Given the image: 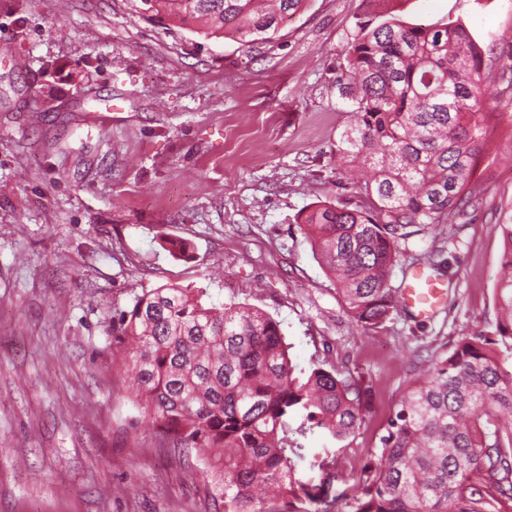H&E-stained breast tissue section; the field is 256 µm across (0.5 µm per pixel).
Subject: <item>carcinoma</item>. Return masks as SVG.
<instances>
[{"label":"carcinoma","instance_id":"1","mask_svg":"<svg viewBox=\"0 0 512 512\" xmlns=\"http://www.w3.org/2000/svg\"><path fill=\"white\" fill-rule=\"evenodd\" d=\"M144 16L194 24L206 37L273 41L306 0H140ZM485 49L459 21L439 27L363 22L336 68L350 121L339 160L370 172L364 201L312 204L300 218L345 309L374 331L397 311L389 285L398 243L448 222L470 199L489 114ZM503 275L493 336L460 339L416 379L387 420L357 495L295 477L309 440L345 442L368 389L320 365L293 363L280 322L242 303L163 285L112 320L113 356L136 380L144 413L202 457L224 512H501L512 502V211L499 224Z\"/></svg>","mask_w":512,"mask_h":512}]
</instances>
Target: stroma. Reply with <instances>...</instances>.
<instances>
[{
  "label": "stroma",
  "mask_w": 512,
  "mask_h": 512,
  "mask_svg": "<svg viewBox=\"0 0 512 512\" xmlns=\"http://www.w3.org/2000/svg\"><path fill=\"white\" fill-rule=\"evenodd\" d=\"M140 0H0V512H224L195 454L148 423L113 362L112 318L135 293L206 289L281 324L301 366L352 373L364 421L316 438L296 475L353 496L414 378L462 337L491 334L512 107L487 119L472 201L399 244L390 284L442 251L445 296L377 331L347 314L298 226L356 205L336 159L350 115L333 79L360 23H464L493 69L512 55V0H307L248 47L152 23ZM185 240L189 258L164 238Z\"/></svg>",
  "instance_id": "obj_1"
}]
</instances>
